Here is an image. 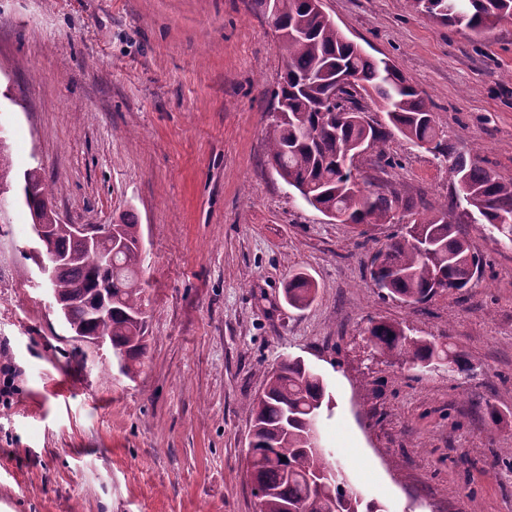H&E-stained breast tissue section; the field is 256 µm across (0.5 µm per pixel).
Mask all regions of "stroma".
Wrapping results in <instances>:
<instances>
[{
  "instance_id": "stroma-1",
  "label": "stroma",
  "mask_w": 512,
  "mask_h": 512,
  "mask_svg": "<svg viewBox=\"0 0 512 512\" xmlns=\"http://www.w3.org/2000/svg\"><path fill=\"white\" fill-rule=\"evenodd\" d=\"M340 30L435 103L455 152L512 180V22L485 38L410 0H322ZM279 43L248 0H0V141L11 180L40 168L72 224L129 214L143 243L146 350L134 376L87 353L34 284L23 205L0 215V512H257L249 409L298 357L333 400L318 423L350 487L381 512H512V246L462 230L471 288L407 305L368 272L393 224H342L267 158ZM356 164L438 209L450 163L402 136ZM304 272L315 301L284 300ZM397 323L471 363L416 371L375 352Z\"/></svg>"
}]
</instances>
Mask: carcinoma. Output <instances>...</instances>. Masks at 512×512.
<instances>
[{
  "label": "carcinoma",
  "mask_w": 512,
  "mask_h": 512,
  "mask_svg": "<svg viewBox=\"0 0 512 512\" xmlns=\"http://www.w3.org/2000/svg\"><path fill=\"white\" fill-rule=\"evenodd\" d=\"M321 0H251L252 8L274 20L285 51L282 81L271 91L276 113L268 132V154L279 176L310 206L344 224H389L397 210L416 214L391 242L372 256L370 277L386 295L412 305L440 291L460 292L479 274L481 258L458 224L469 217L491 234L512 244V181L481 165L479 155H453L440 139L432 100L410 85L389 60L375 59L348 40L324 12ZM421 14L482 38L512 19V0H412ZM349 75L352 89H336V78ZM380 99L389 123L405 139L453 157L452 172L467 208L458 213L443 205L433 214L418 204L373 183L363 186L352 169H342L386 140L388 132L369 120L360 92ZM23 203L31 216L54 214L52 195L40 168L23 174ZM121 249L112 264H94L85 243L69 224L55 225L44 250L56 257L50 288L65 304L68 328L127 348L123 373L131 375L144 351L143 288L139 281L141 250L138 224L123 216L113 225ZM315 294L302 273L285 288L288 305L301 309ZM373 345L411 369L448 367L464 373L470 364L451 344L414 338L393 323L369 329ZM332 410L321 375L301 359H286L266 380L251 414L254 444L249 472L258 512H379L372 503L347 498L341 472L336 482L319 489L310 479L331 465L330 456L312 447L308 420L316 411Z\"/></svg>",
  "instance_id": "1"
}]
</instances>
